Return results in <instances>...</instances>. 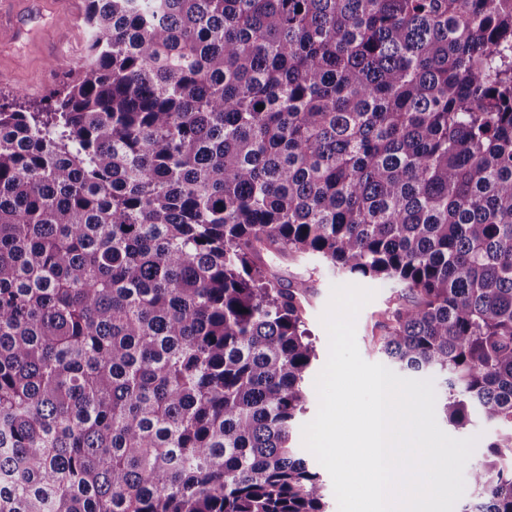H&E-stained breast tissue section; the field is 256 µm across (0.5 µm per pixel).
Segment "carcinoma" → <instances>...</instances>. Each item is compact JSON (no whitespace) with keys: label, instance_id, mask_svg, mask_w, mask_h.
I'll list each match as a JSON object with an SVG mask.
<instances>
[{"label":"carcinoma","instance_id":"obj_1","mask_svg":"<svg viewBox=\"0 0 512 512\" xmlns=\"http://www.w3.org/2000/svg\"><path fill=\"white\" fill-rule=\"evenodd\" d=\"M0 101V512H326L290 444L309 288L402 285L381 351L512 424V0H86ZM492 443L460 512H512Z\"/></svg>","mask_w":512,"mask_h":512}]
</instances>
